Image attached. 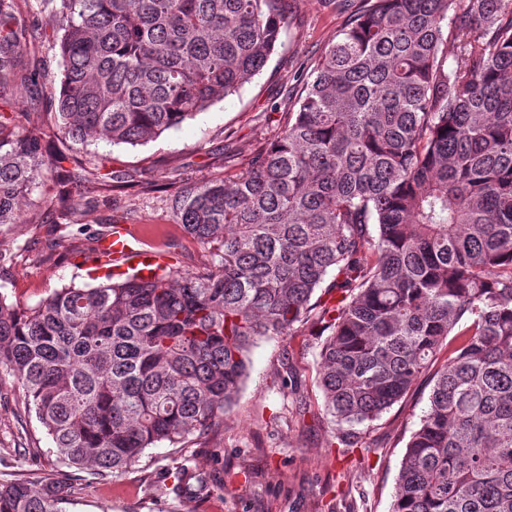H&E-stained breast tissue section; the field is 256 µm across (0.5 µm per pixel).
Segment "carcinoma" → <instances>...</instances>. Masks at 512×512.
<instances>
[{
    "instance_id": "obj_1",
    "label": "carcinoma",
    "mask_w": 512,
    "mask_h": 512,
    "mask_svg": "<svg viewBox=\"0 0 512 512\" xmlns=\"http://www.w3.org/2000/svg\"><path fill=\"white\" fill-rule=\"evenodd\" d=\"M354 2L281 134L181 192L177 223L213 268L109 273L32 307L0 291V370L69 469L0 482V512H63L78 472L118 478L147 449L214 430L257 341L302 322L328 332L330 446L362 447L361 428L428 376L391 512H512V0ZM42 3L45 22L19 25L0 0V101L48 78L21 67L20 44L61 58L52 122L36 96L22 125L0 111V225L22 221L52 168L55 223H74L85 183H125L77 161L88 144L142 145L238 93L288 23V0ZM47 137L70 153L47 158Z\"/></svg>"
}]
</instances>
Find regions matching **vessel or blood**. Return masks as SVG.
<instances>
[{"mask_svg":"<svg viewBox=\"0 0 512 512\" xmlns=\"http://www.w3.org/2000/svg\"><path fill=\"white\" fill-rule=\"evenodd\" d=\"M101 261L112 263L114 268H141L151 271L153 266L165 265L163 253L144 246L142 233L130 224H113L95 244Z\"/></svg>","mask_w":512,"mask_h":512,"instance_id":"1","label":"vessel or blood"}]
</instances>
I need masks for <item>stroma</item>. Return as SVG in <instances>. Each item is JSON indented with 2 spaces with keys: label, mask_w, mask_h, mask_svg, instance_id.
Returning <instances> with one entry per match:
<instances>
[{
  "label": "stroma",
  "mask_w": 512,
  "mask_h": 512,
  "mask_svg": "<svg viewBox=\"0 0 512 512\" xmlns=\"http://www.w3.org/2000/svg\"><path fill=\"white\" fill-rule=\"evenodd\" d=\"M349 15L340 0H291L284 47L238 94L147 144L89 146L88 158L132 175L135 185L113 191L110 205L100 204L98 189L88 187L77 224L48 223L53 183L39 184L23 202V222L0 226V241L10 253L0 264V288L27 307L64 285L100 276L91 242L118 222L147 226L153 243L172 241L182 268L212 266L210 246L176 222L179 188L237 170L281 131L317 58ZM49 235L60 239L57 250L43 249ZM318 333L304 325L293 335L259 340L249 376L218 430L189 436L180 451L148 449L113 480L92 469L80 472L78 495L66 512H391L401 439L426 410L430 388L419 381L404 402L382 414L367 430L365 447L327 450L315 379ZM285 357L307 398L302 417L291 405L281 370ZM25 403L22 388L1 373L0 481L21 473L60 478L52 443ZM181 467L210 473L215 482L208 492L184 495L174 479Z\"/></svg>",
  "instance_id": "obj_1"
}]
</instances>
